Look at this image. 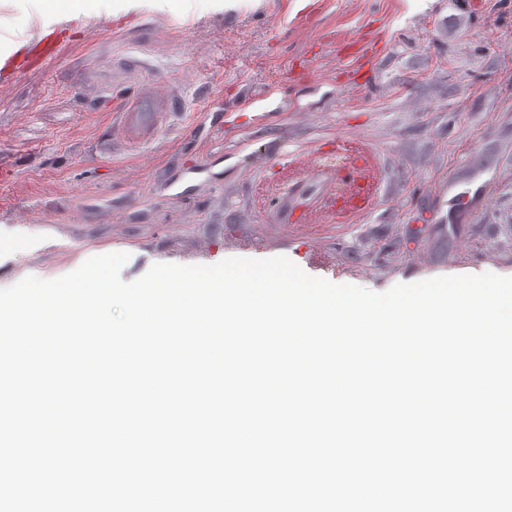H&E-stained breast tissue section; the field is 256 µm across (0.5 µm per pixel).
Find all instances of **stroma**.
Segmentation results:
<instances>
[{
  "label": "stroma",
  "mask_w": 512,
  "mask_h": 512,
  "mask_svg": "<svg viewBox=\"0 0 512 512\" xmlns=\"http://www.w3.org/2000/svg\"><path fill=\"white\" fill-rule=\"evenodd\" d=\"M90 21L47 68L0 89V288L54 279L94 255L128 253L124 281L152 264L285 256L335 284L399 283L492 272L512 276V0H327L304 24L302 0H82ZM128 26L111 20L130 10ZM43 9L0 0V39ZM366 42L354 84L343 59ZM271 91L277 115L244 99ZM171 106L135 146L114 113L131 99ZM234 112L241 123L212 131ZM358 136L384 173L370 214L344 224L280 221L284 196L261 166L284 151ZM496 166L487 208L450 231L449 182ZM264 199L246 207L256 183Z\"/></svg>",
  "instance_id": "35a3bbf8"
}]
</instances>
